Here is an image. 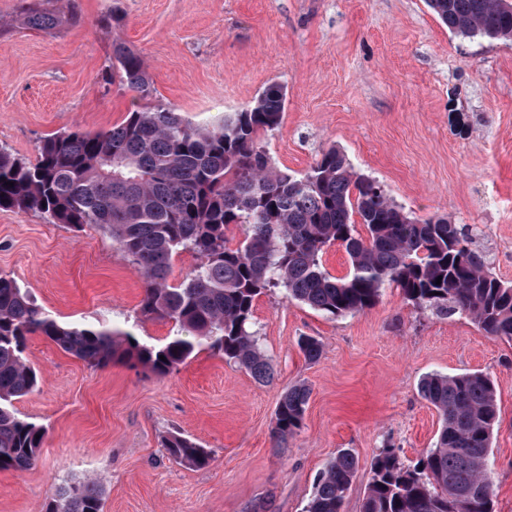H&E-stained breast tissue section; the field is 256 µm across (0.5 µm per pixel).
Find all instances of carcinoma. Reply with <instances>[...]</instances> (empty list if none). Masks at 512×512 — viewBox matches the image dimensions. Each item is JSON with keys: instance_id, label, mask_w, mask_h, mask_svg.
Masks as SVG:
<instances>
[{"instance_id": "1", "label": "carcinoma", "mask_w": 512, "mask_h": 512, "mask_svg": "<svg viewBox=\"0 0 512 512\" xmlns=\"http://www.w3.org/2000/svg\"><path fill=\"white\" fill-rule=\"evenodd\" d=\"M426 2L452 33L512 40V0ZM21 11L38 30L79 21L74 12L55 16L33 0H22ZM104 81L151 94L145 60L122 41L112 43ZM285 108L283 86L272 83L210 124L158 102L129 112L110 130L47 137L33 161L0 146V210H32L49 224L108 236L142 274L141 313L178 326L155 346L116 326L63 324L0 274V471L30 469L45 437L44 426L14 407L39 383L25 356L36 333L91 368L128 362L164 377L204 346L267 382L275 367L250 330L260 295L280 288L287 298L336 318L372 308L382 288L392 285L418 310L458 313L512 341V285L488 271L467 225L405 212L336 146L300 176L274 167L263 138L280 127ZM231 227L239 234L234 245ZM335 245L349 257L342 277L321 263ZM180 252L191 253L196 264L174 286L170 264ZM299 348L310 361L323 350L311 336L301 337ZM418 391L441 417L436 441L412 466L392 448L376 455L360 512H495L488 470L498 419L493 380L482 372L433 373ZM309 397L303 383L283 391L274 439L283 442L300 429ZM164 448L192 468L212 460L208 449L179 432L165 438ZM357 469L351 450L338 451L318 475L304 512H342ZM103 495L90 480L62 484L47 512H103Z\"/></svg>"}]
</instances>
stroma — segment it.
<instances>
[{
    "instance_id": "stroma-1",
    "label": "stroma",
    "mask_w": 512,
    "mask_h": 512,
    "mask_svg": "<svg viewBox=\"0 0 512 512\" xmlns=\"http://www.w3.org/2000/svg\"><path fill=\"white\" fill-rule=\"evenodd\" d=\"M78 24L27 27L19 0H0V146L35 159L41 140L97 132L133 106L168 102L196 121L235 112L266 86L287 92L265 139L275 167L306 172L339 146L415 216L473 229L497 278L512 283V41L451 33L426 0H49ZM116 14L118 23L100 18ZM146 61L152 93L105 84L113 40ZM0 274L14 277L59 322L112 323L141 343L174 335L139 312L144 283L109 237L0 210ZM276 375L257 382L203 348L164 377L126 362L94 369L39 335L26 357L37 389L15 402L46 428L36 464L0 471V512H46L55 486L101 482L103 512H303L339 450L358 458L344 512H360L373 457L394 447L414 464L441 419L421 398L431 373L479 371L495 384L490 477L496 512H512V341L469 318L416 310L385 287L369 310L331 319L262 294L252 317ZM319 339L318 361L299 337ZM311 390L300 430L271 435L284 389ZM173 432L211 451L203 469L169 457Z\"/></svg>"
}]
</instances>
